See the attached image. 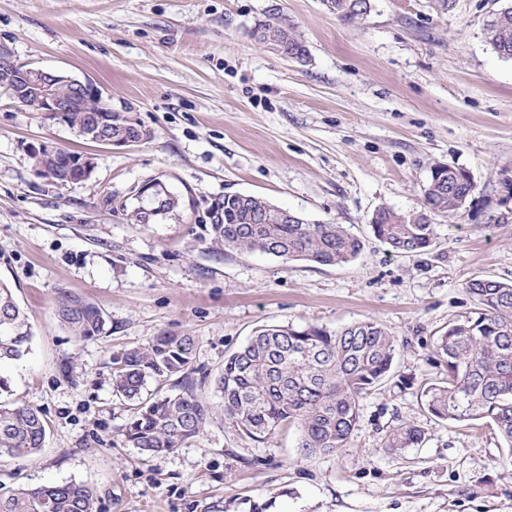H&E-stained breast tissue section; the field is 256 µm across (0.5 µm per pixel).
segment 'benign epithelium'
<instances>
[{
	"mask_svg": "<svg viewBox=\"0 0 512 512\" xmlns=\"http://www.w3.org/2000/svg\"><path fill=\"white\" fill-rule=\"evenodd\" d=\"M64 83L74 92V100H81L91 95L101 99L103 111H112V106L103 98L98 87L88 79H78L70 75L42 69L17 62L8 50L0 52V88L9 92L10 98L31 106L37 112H43L51 119L64 122L65 113L70 106L62 104L56 97L54 85ZM89 132L92 139L101 144L113 146H132L143 138L112 135V118L102 119L96 115L89 119ZM94 170L92 158L86 154L76 164L63 168L62 183H78L89 179Z\"/></svg>",
	"mask_w": 512,
	"mask_h": 512,
	"instance_id": "1",
	"label": "benign epithelium"
}]
</instances>
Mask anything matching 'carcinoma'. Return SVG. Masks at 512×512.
Instances as JSON below:
<instances>
[{
  "mask_svg": "<svg viewBox=\"0 0 512 512\" xmlns=\"http://www.w3.org/2000/svg\"><path fill=\"white\" fill-rule=\"evenodd\" d=\"M340 20L355 23L372 11L373 0H323ZM261 42L280 45L302 61L308 49L295 28L275 12L257 23ZM486 42L503 59H512V0H504L485 27ZM100 102L88 97L67 113L66 125L87 126ZM475 191L465 170L439 165L424 188V207L399 212L381 206L373 235L393 251L417 255L437 236L433 220L466 207ZM180 199L157 182L136 200L133 218L150 224L177 211ZM283 209L266 199L224 195L211 204L214 240L241 253H261L288 261L336 266L356 258L363 244L341 224H287ZM474 311L448 322L436 354L448 366V380L423 391L429 413L451 423L482 422L512 447V281L475 278L466 284ZM57 317L71 335H100L106 323L93 301L67 295ZM32 326L12 289L0 282V365L20 360L31 349ZM398 341L373 319L340 331L306 324L262 325L239 350L224 359L216 379L224 418L249 439L263 443L280 429L299 432L302 457L329 455L350 447L369 392L389 377ZM195 338L162 331L145 347L112 358V390L130 403L123 435L146 454L171 451L199 436L212 407L199 393L208 374L194 366ZM199 377H194V374ZM173 381L174 391L145 399L148 380ZM46 436L43 419L18 405L0 403V458H34ZM424 439L413 423L394 428L385 441L391 451L412 448ZM96 491L84 482L48 483L34 488H0V512H96Z\"/></svg>",
  "mask_w": 512,
  "mask_h": 512,
  "instance_id": "carcinoma-1",
  "label": "carcinoma"
}]
</instances>
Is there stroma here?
Returning a JSON list of instances; mask_svg holds the SVG:
<instances>
[{
    "instance_id": "obj_1",
    "label": "stroma",
    "mask_w": 512,
    "mask_h": 512,
    "mask_svg": "<svg viewBox=\"0 0 512 512\" xmlns=\"http://www.w3.org/2000/svg\"><path fill=\"white\" fill-rule=\"evenodd\" d=\"M296 26L309 57L266 51L251 37L268 6ZM498 0H374L346 23L322 0H0V48L21 63L89 79L113 110L151 131L137 146L88 142L0 92V281L34 334L30 352L0 367L10 401L39 411L45 447L0 462V485L81 481L97 512H512V449L484 423L432 417L423 389L445 381L438 336L471 311L466 283L512 281V60L484 28ZM88 154L83 182L36 176L31 150ZM466 169L473 202L436 220L431 249L392 251L369 227L388 206L419 210L439 165ZM179 196L154 224L131 216L140 184ZM244 193L341 224L363 250L341 266L223 247L210 205ZM106 314L102 335L79 340L59 323L63 294ZM374 319L400 348L387 381L362 402L351 446L301 458L298 432L262 443L221 412L181 448L143 453L126 442L127 401L112 392V356L160 331L196 339L200 388L262 325L329 330ZM418 446L385 448L403 423Z\"/></svg>"
}]
</instances>
